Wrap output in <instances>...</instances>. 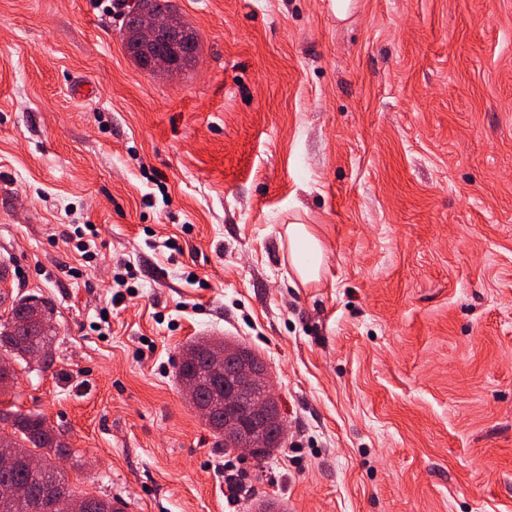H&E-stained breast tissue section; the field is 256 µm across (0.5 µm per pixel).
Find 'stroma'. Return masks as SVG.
<instances>
[{
	"mask_svg": "<svg viewBox=\"0 0 512 512\" xmlns=\"http://www.w3.org/2000/svg\"><path fill=\"white\" fill-rule=\"evenodd\" d=\"M172 2L198 61L154 77L100 0H0V317L35 294L54 330L0 408L126 512H512V0ZM208 338L274 380L263 462L175 377ZM288 263L302 284L320 279L324 248L305 224H288ZM217 417L213 421H206L209 427L216 435H220L218 427L221 426V418H223L224 425V409L218 410ZM232 422H227L224 429L227 431V441L225 450L236 453L237 455L248 457L257 461L267 455L264 448L262 439L258 436V430L252 432L248 437L237 436L235 433H230L232 429Z\"/></svg>",
	"mask_w": 512,
	"mask_h": 512,
	"instance_id": "1",
	"label": "stroma"
}]
</instances>
